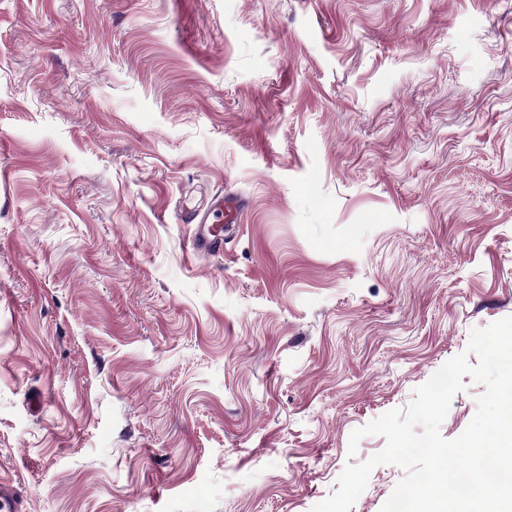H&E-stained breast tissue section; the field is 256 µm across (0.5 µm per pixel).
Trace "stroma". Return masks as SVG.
<instances>
[{
	"label": "stroma",
	"mask_w": 512,
	"mask_h": 512,
	"mask_svg": "<svg viewBox=\"0 0 512 512\" xmlns=\"http://www.w3.org/2000/svg\"><path fill=\"white\" fill-rule=\"evenodd\" d=\"M218 191L241 227L193 253ZM509 316L512 0H0L19 512H311Z\"/></svg>",
	"instance_id": "stroma-1"
}]
</instances>
